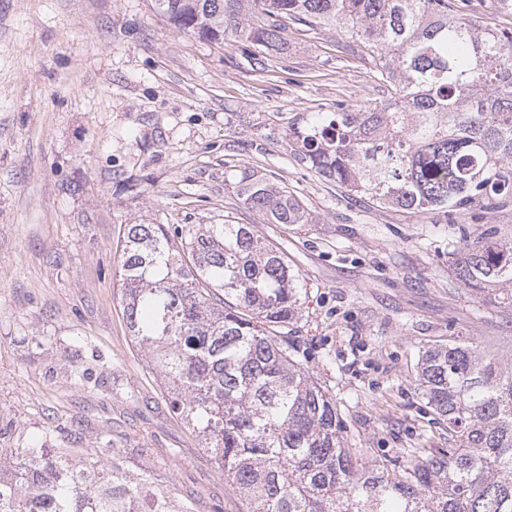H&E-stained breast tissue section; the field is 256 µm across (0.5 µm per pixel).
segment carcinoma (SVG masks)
<instances>
[{"mask_svg":"<svg viewBox=\"0 0 512 512\" xmlns=\"http://www.w3.org/2000/svg\"><path fill=\"white\" fill-rule=\"evenodd\" d=\"M178 30L286 53L288 31L333 30L387 87L381 106L342 103L288 123L295 159L351 196L448 223L512 205V30L455 0H155ZM237 196L269 224H311L304 204L257 170ZM121 303L173 412L197 434L244 512H512V359L454 337L421 356L426 405L452 448L362 462L336 400L299 359L288 325L307 289L252 224H128ZM468 287L512 304V241L465 237ZM0 512H190L154 481L49 448L0 460Z\"/></svg>","mask_w":512,"mask_h":512,"instance_id":"cac0c4a2","label":"carcinoma"}]
</instances>
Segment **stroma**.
Instances as JSON below:
<instances>
[{
  "label": "stroma",
  "mask_w": 512,
  "mask_h": 512,
  "mask_svg": "<svg viewBox=\"0 0 512 512\" xmlns=\"http://www.w3.org/2000/svg\"><path fill=\"white\" fill-rule=\"evenodd\" d=\"M338 36L285 54L174 28L153 0H0V449L43 446L80 464L111 449L194 512H243L172 412L120 301L128 224H252L288 253L307 296L289 336L336 399L363 460L447 448L418 362L464 339L512 358V306L454 275L463 235L512 207L447 223L348 198L297 162L288 123L388 94ZM287 187L310 224L264 223L229 176Z\"/></svg>",
  "instance_id": "obj_1"
}]
</instances>
